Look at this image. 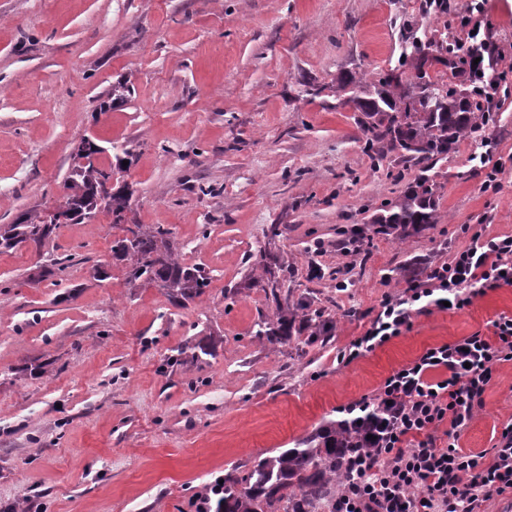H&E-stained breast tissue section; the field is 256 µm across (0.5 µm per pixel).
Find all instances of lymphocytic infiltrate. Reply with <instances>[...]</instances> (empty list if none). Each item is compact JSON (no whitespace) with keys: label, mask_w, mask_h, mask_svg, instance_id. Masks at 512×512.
Returning <instances> with one entry per match:
<instances>
[{"label":"lymphocytic infiltrate","mask_w":512,"mask_h":512,"mask_svg":"<svg viewBox=\"0 0 512 512\" xmlns=\"http://www.w3.org/2000/svg\"><path fill=\"white\" fill-rule=\"evenodd\" d=\"M484 0L467 7L454 43L469 81L503 54L481 35ZM512 288V234L474 232L469 245L429 266L405 288L384 295L369 327L350 342L341 361L353 363L411 330L415 317L461 310L497 288ZM512 362V316L499 315L487 332L426 348L391 370L380 386L338 406L353 437L351 475L336 490L330 512H481L512 491V422L491 453L458 446L482 405L499 365ZM446 445H438L439 437Z\"/></svg>","instance_id":"lymphocytic-infiltrate-1"}]
</instances>
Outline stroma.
I'll use <instances>...</instances> for the list:
<instances>
[{"instance_id":"35a3bbf8","label":"stroma","mask_w":512,"mask_h":512,"mask_svg":"<svg viewBox=\"0 0 512 512\" xmlns=\"http://www.w3.org/2000/svg\"><path fill=\"white\" fill-rule=\"evenodd\" d=\"M420 2L0 0V224L59 205L87 137L104 169L130 149L132 192L122 223L100 213L0 248V512H198L219 476L293 447L426 347L512 316L499 288L337 361L389 289L469 243L462 225L512 234V69L485 130L499 193L462 139L437 166V223L374 231L417 170L393 153L372 166L336 79L395 67ZM119 83L127 98L110 104ZM137 224L206 269L202 295L177 304L129 282L112 243ZM279 302L310 305L329 336L299 321L291 341L256 336ZM510 422L507 362L459 445L492 448Z\"/></svg>"}]
</instances>
